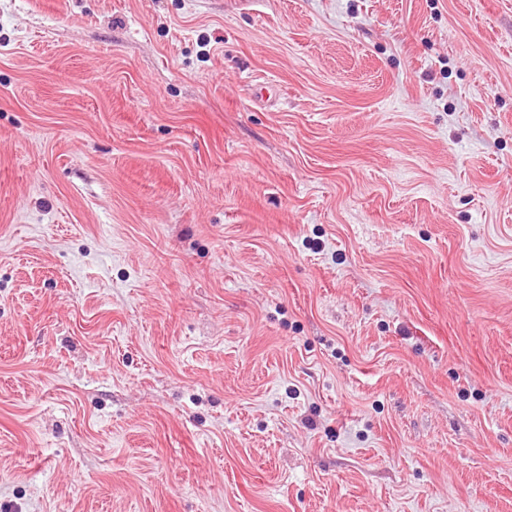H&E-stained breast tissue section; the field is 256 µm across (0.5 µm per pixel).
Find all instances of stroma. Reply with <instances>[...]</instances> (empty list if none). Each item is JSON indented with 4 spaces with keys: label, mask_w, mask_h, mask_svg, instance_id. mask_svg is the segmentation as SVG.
<instances>
[{
    "label": "stroma",
    "mask_w": 512,
    "mask_h": 512,
    "mask_svg": "<svg viewBox=\"0 0 512 512\" xmlns=\"http://www.w3.org/2000/svg\"><path fill=\"white\" fill-rule=\"evenodd\" d=\"M0 512H512V0H0Z\"/></svg>",
    "instance_id": "1"
}]
</instances>
